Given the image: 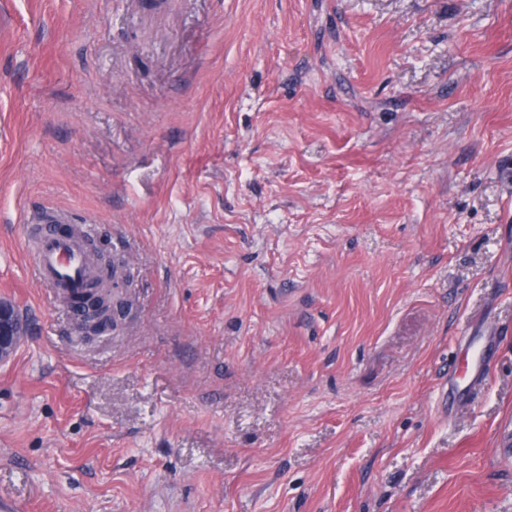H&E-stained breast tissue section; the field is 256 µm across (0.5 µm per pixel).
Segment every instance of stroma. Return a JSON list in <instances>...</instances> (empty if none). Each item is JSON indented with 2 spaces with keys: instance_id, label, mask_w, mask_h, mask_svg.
<instances>
[{
  "instance_id": "obj_1",
  "label": "stroma",
  "mask_w": 512,
  "mask_h": 512,
  "mask_svg": "<svg viewBox=\"0 0 512 512\" xmlns=\"http://www.w3.org/2000/svg\"><path fill=\"white\" fill-rule=\"evenodd\" d=\"M44 203L118 330L33 281ZM0 298L26 512H512V0H0ZM25 333L22 315L7 301L0 300V363L10 359ZM77 315L74 322V329L76 332H84L86 329H101L104 322L109 323L107 315L112 316V309L106 314H100L97 305L90 306L86 309L75 307ZM497 336H483L480 339L461 336L463 342L470 352V358L461 360V367L454 371L448 377V384L442 392V408L448 414L465 404L475 394L483 388L485 377L484 370L489 356L486 354V347L494 343ZM477 350V355H473V350ZM460 379L465 380V384H460Z\"/></svg>"
}]
</instances>
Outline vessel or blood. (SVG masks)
<instances>
[{
	"label": "vessel or blood",
	"mask_w": 512,
	"mask_h": 512,
	"mask_svg": "<svg viewBox=\"0 0 512 512\" xmlns=\"http://www.w3.org/2000/svg\"><path fill=\"white\" fill-rule=\"evenodd\" d=\"M25 238L33 255L32 275L51 294L62 299L83 297L102 286L99 265L84 245L88 218L78 210L49 205L25 212ZM494 336L465 338L470 357L448 377L442 392V408L451 412L481 391L488 361L486 348Z\"/></svg>",
	"instance_id": "1"
}]
</instances>
